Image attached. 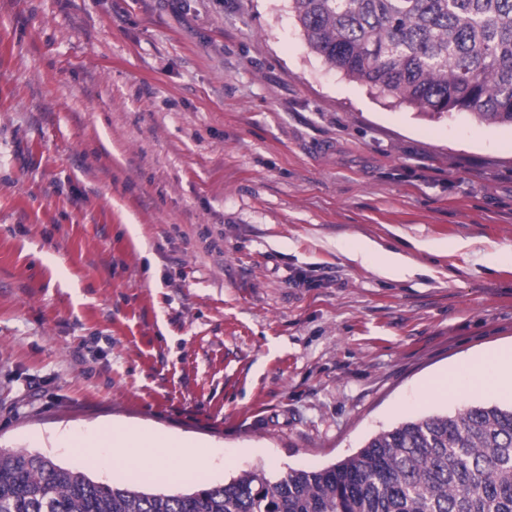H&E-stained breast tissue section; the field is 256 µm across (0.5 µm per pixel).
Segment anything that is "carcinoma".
I'll return each instance as SVG.
<instances>
[{
	"instance_id": "1",
	"label": "carcinoma",
	"mask_w": 512,
	"mask_h": 512,
	"mask_svg": "<svg viewBox=\"0 0 512 512\" xmlns=\"http://www.w3.org/2000/svg\"><path fill=\"white\" fill-rule=\"evenodd\" d=\"M310 47L419 112L512 125V0H291ZM0 512H512V406L408 420L354 455L188 492L100 483L0 450Z\"/></svg>"
}]
</instances>
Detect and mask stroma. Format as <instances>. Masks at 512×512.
Here are the masks:
<instances>
[{
    "label": "stroma",
    "instance_id": "1",
    "mask_svg": "<svg viewBox=\"0 0 512 512\" xmlns=\"http://www.w3.org/2000/svg\"><path fill=\"white\" fill-rule=\"evenodd\" d=\"M410 252L403 280L355 262ZM512 127L376 96L290 0H0V448L208 442L185 492L329 466L512 346ZM367 257L375 258L377 272L386 279L403 280L417 270L416 263L411 256L384 249L376 242L364 239L359 241L352 250L350 258L356 261Z\"/></svg>",
    "mask_w": 512,
    "mask_h": 512
}]
</instances>
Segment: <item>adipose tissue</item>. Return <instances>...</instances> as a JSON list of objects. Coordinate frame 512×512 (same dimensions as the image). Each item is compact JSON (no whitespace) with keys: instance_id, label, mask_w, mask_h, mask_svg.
<instances>
[{"instance_id":"1","label":"adipose tissue","mask_w":512,"mask_h":512,"mask_svg":"<svg viewBox=\"0 0 512 512\" xmlns=\"http://www.w3.org/2000/svg\"><path fill=\"white\" fill-rule=\"evenodd\" d=\"M351 257L375 258L377 272L390 280L405 279L417 270L411 256L384 249L369 239L359 241ZM475 363L487 367L488 372L472 380V387L489 392L512 384V347L486 351ZM62 441L65 447L81 449L107 467L117 466L149 480L175 483L186 473L202 471L206 465V457L200 451L201 441L191 436L175 438L158 429L119 430L101 425L87 436L68 434Z\"/></svg>"}]
</instances>
